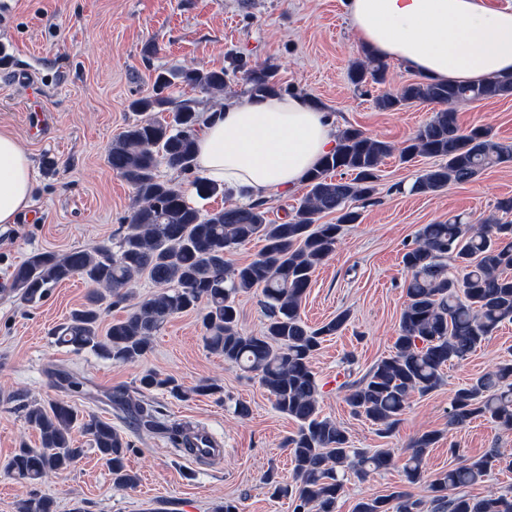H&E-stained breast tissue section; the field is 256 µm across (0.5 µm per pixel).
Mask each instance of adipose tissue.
Listing matches in <instances>:
<instances>
[{
  "label": "adipose tissue",
  "instance_id": "1",
  "mask_svg": "<svg viewBox=\"0 0 512 512\" xmlns=\"http://www.w3.org/2000/svg\"><path fill=\"white\" fill-rule=\"evenodd\" d=\"M345 8L359 44L426 81L477 83L512 73V0H346ZM335 146L334 116L307 97L251 96L204 114L196 167L243 191L249 204L296 188ZM32 182L29 153L0 129V226L30 209Z\"/></svg>",
  "mask_w": 512,
  "mask_h": 512
}]
</instances>
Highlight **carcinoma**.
Here are the masks:
<instances>
[{"label":"carcinoma","instance_id":"obj_1","mask_svg":"<svg viewBox=\"0 0 512 512\" xmlns=\"http://www.w3.org/2000/svg\"><path fill=\"white\" fill-rule=\"evenodd\" d=\"M252 95L281 91L271 67L237 64ZM387 64L368 56L348 72L358 88L380 85ZM168 95L155 93L131 103L136 112H167L163 122L148 118L128 127L108 150V162L134 190L135 198L125 232L116 249L98 246L64 256L37 251L14 267L13 289L36 304L56 285L79 275L96 287L87 303L73 310L53 332L56 343L81 353L118 362H134L152 350L151 336L169 317L191 311L201 315L204 343L224 362L259 376L274 399L275 408L295 420L297 432L287 439L295 476L293 485H277L275 492L292 499L293 512H336L344 475L387 470L395 465L388 450L372 454L352 448L349 438L330 418L321 415L311 359L327 336L342 331L348 314L341 312L317 329L307 327L299 308L316 268L335 250L344 224L359 213L351 201H368L375 191L378 167L393 153L403 160L426 155L441 159L411 187L420 195L434 194L450 184L478 178L486 169L512 159V144L495 139L484 126L463 128L454 106L461 102L512 96V74L473 84L412 82L378 95L375 104L386 112L410 104L437 106L433 118L396 148L356 128L338 134L335 150L306 177L309 191L294 214L281 224L268 221L264 202L206 213L190 205L176 183L156 175L164 165L182 175L194 173L196 112L194 101L179 100L183 86L202 94L224 91V69H179L163 73ZM350 173L346 181L332 172ZM197 195L206 199L224 186L195 177ZM338 214L334 224H322L326 214ZM264 241L260 255L249 263L228 267L226 251L252 238ZM453 264L458 274L448 272ZM409 275L407 301L401 311L392 353L378 361L360 381L347 386L345 400L353 413L389 432L399 421L408 400L435 390L448 363L463 361L481 347L505 322H512V223L495 215L477 227L450 218L424 224L403 255ZM148 273L161 291L138 302L126 317L100 333L101 305L118 306L130 299L129 284ZM254 288L262 290L268 321L261 335L239 328L233 297ZM164 390L173 396L186 391L171 377L146 373L138 379L143 395ZM112 405L125 412L134 428L145 434H164L180 451L194 452V435L184 427L166 424L148 401H132L125 391L112 394ZM490 417L512 430V360L458 389L448 411L452 425ZM25 420L39 435L40 446L18 448L8 471L34 484L49 473H62L85 452L74 432L91 442L118 487L130 488L138 476L126 465L130 444L112 423L81 412L67 401L25 405ZM441 438L437 431L415 439L402 470L414 483L422 475L428 448ZM512 470V458L491 450L476 460L464 459L431 484L437 512H512V496H475L467 488L481 482L495 465ZM21 512H56L53 498L32 497ZM422 502L394 491L359 500L353 512H421Z\"/></svg>","mask_w":512,"mask_h":512}]
</instances>
